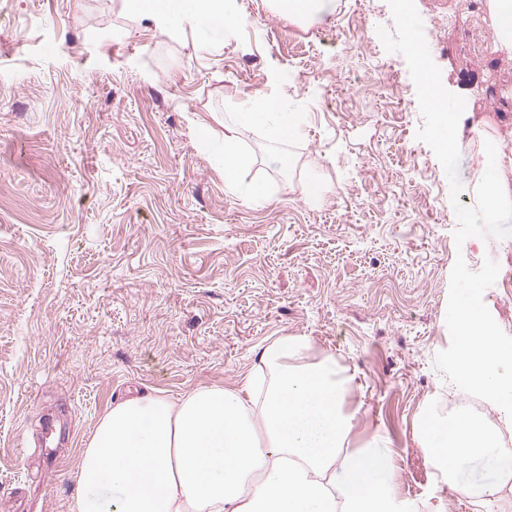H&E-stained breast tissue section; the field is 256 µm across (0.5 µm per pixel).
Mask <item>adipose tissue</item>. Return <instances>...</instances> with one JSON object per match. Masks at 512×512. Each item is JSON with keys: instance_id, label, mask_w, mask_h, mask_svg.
Returning a JSON list of instances; mask_svg holds the SVG:
<instances>
[{"instance_id": "1", "label": "adipose tissue", "mask_w": 512, "mask_h": 512, "mask_svg": "<svg viewBox=\"0 0 512 512\" xmlns=\"http://www.w3.org/2000/svg\"><path fill=\"white\" fill-rule=\"evenodd\" d=\"M235 0H126L131 18L149 16L166 33L206 25L228 31L242 24ZM224 132L196 123L197 138L224 176V187L265 200L266 183L236 130L260 129L267 141L300 135L299 115L284 99L256 91L230 102ZM499 144L483 147L473 202L460 219L484 229L512 210ZM348 379L330 356L314 357L297 336L262 348L241 387L200 386L178 399L127 398L96 423L80 458L76 512H416L397 498L394 453L386 440L350 445L354 415L345 404ZM419 441L441 477L490 458L498 475L486 487L494 505L512 484V454L479 421H426Z\"/></svg>"}]
</instances>
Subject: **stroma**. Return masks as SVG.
Here are the masks:
<instances>
[{"label":"stroma","mask_w":512,"mask_h":512,"mask_svg":"<svg viewBox=\"0 0 512 512\" xmlns=\"http://www.w3.org/2000/svg\"><path fill=\"white\" fill-rule=\"evenodd\" d=\"M232 34L169 35L123 0H0V512H73L80 451L113 404L232 387L279 336L306 338L352 378L351 447L387 438L398 498L484 512L489 460L442 482L416 437L464 393L434 367L457 258L512 270V237L456 245L445 172L405 59L369 37L386 0H332L294 23L238 0ZM442 80L466 90L458 175L472 199L482 141L512 154V105L484 102L512 54L465 0H415ZM470 33L460 54L457 33ZM263 91L303 114L301 138L237 136L250 203L224 192L193 119ZM285 152L289 174L270 163ZM327 189L306 203L303 183Z\"/></svg>","instance_id":"obj_1"}]
</instances>
